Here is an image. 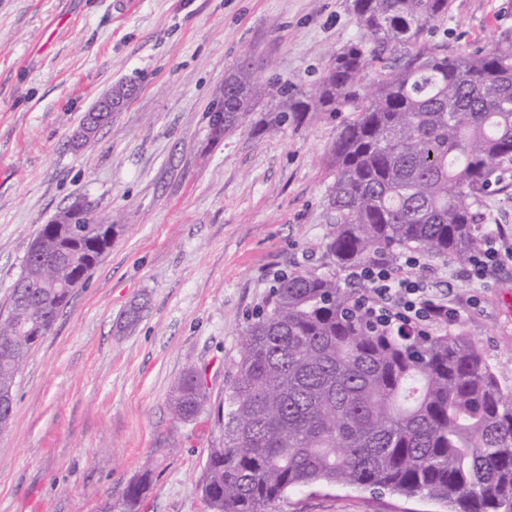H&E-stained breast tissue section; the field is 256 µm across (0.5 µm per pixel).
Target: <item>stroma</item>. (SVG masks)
<instances>
[{
  "mask_svg": "<svg viewBox=\"0 0 512 512\" xmlns=\"http://www.w3.org/2000/svg\"><path fill=\"white\" fill-rule=\"evenodd\" d=\"M450 5L426 39L478 49L512 29V0ZM359 38L352 0H0V311L41 225L75 199L122 226L16 380L0 512H104L146 469L139 512H209L199 478L216 431L206 412L175 419L170 390L193 367L219 398L274 276L322 267L323 158L351 117L282 122L287 99L262 96L215 142L211 110L245 64L257 88L314 90L327 51ZM120 82L136 89L128 106L74 150L85 112ZM418 275L456 311L448 332L512 388V264L473 280L442 257ZM277 510L443 512L343 488Z\"/></svg>",
  "mask_w": 512,
  "mask_h": 512,
  "instance_id": "stroma-1",
  "label": "stroma"
}]
</instances>
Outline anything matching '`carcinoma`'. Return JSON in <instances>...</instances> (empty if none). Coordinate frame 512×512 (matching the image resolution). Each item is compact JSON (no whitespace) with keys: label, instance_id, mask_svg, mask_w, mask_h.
<instances>
[{"label":"carcinoma","instance_id":"obj_1","mask_svg":"<svg viewBox=\"0 0 512 512\" xmlns=\"http://www.w3.org/2000/svg\"><path fill=\"white\" fill-rule=\"evenodd\" d=\"M449 0H352L360 40L329 53L312 96L288 111L348 108L330 146L325 202L334 230L328 271L281 272L251 315L224 397L201 374L174 384L182 421L211 406L218 430L200 476L211 512H271L310 487L419 499L445 512H512V388L477 346L446 330L382 325L337 273L406 251L461 264L479 252L480 209L512 189V29L480 51L424 40ZM383 71L367 79L372 63ZM224 138L256 106L254 73L224 81ZM118 224H44L0 316V392L13 390L29 350L52 329L30 310L62 309L112 244ZM150 472L132 479L116 512H138Z\"/></svg>","mask_w":512,"mask_h":512}]
</instances>
